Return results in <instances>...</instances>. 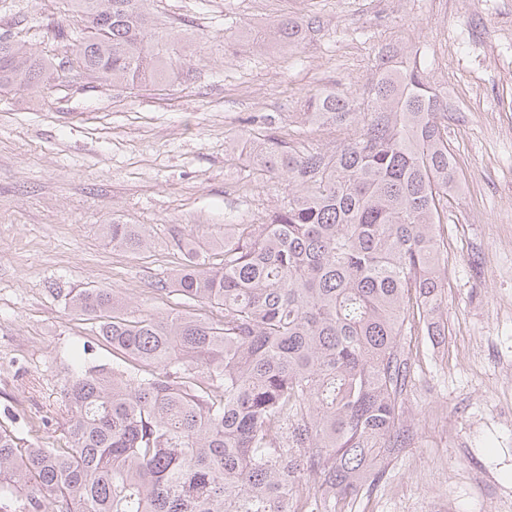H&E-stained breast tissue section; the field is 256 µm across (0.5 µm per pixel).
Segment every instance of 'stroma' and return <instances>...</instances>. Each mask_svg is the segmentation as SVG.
I'll list each match as a JSON object with an SVG mask.
<instances>
[{
  "label": "stroma",
  "mask_w": 512,
  "mask_h": 512,
  "mask_svg": "<svg viewBox=\"0 0 512 512\" xmlns=\"http://www.w3.org/2000/svg\"><path fill=\"white\" fill-rule=\"evenodd\" d=\"M63 3L7 0L0 27L67 60L58 32L78 22ZM152 12L182 48L179 80L79 74L0 92V424L58 446L74 351L112 362L66 294L105 289L132 316L181 309L157 289L180 263L172 231L213 244L288 197L285 178L253 173L244 141L274 129L325 145L334 133L302 121L306 99L361 95L385 51L406 46L449 99L448 339L403 340L408 442L336 512H512V0H154ZM287 17L314 22L299 46L272 35ZM107 224L148 225L153 245L114 250Z\"/></svg>",
  "instance_id": "1"
}]
</instances>
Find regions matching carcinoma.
Masks as SVG:
<instances>
[{"label": "carcinoma", "instance_id": "cac0c4a2", "mask_svg": "<svg viewBox=\"0 0 512 512\" xmlns=\"http://www.w3.org/2000/svg\"><path fill=\"white\" fill-rule=\"evenodd\" d=\"M80 70L135 84L176 76L150 0H65ZM309 27L287 17L290 45ZM64 77V63L0 40V89ZM448 102L417 57L386 56L357 99L323 90L303 120L335 137L308 149L259 134L251 163L288 180L257 224L224 225L158 291L194 308L128 316L102 289L66 295L123 365L83 366L61 394L65 443L41 448L0 424V512H336L382 477L408 383L400 338L448 336L441 214ZM112 247H151L142 224H106Z\"/></svg>", "mask_w": 512, "mask_h": 512}]
</instances>
